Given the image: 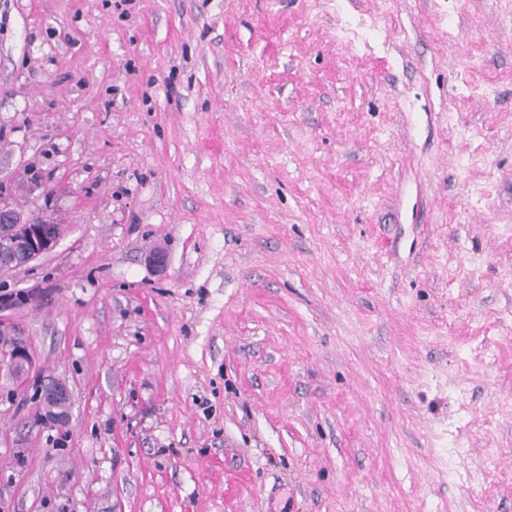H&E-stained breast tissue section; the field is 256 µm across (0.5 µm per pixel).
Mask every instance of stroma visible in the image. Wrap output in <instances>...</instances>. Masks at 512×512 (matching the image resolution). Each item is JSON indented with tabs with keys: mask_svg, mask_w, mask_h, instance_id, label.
Returning a JSON list of instances; mask_svg holds the SVG:
<instances>
[{
	"mask_svg": "<svg viewBox=\"0 0 512 512\" xmlns=\"http://www.w3.org/2000/svg\"><path fill=\"white\" fill-rule=\"evenodd\" d=\"M0 186V512H512V0H0ZM0 186V275L27 267L47 254L59 237V221L15 208ZM13 331L11 325L0 320V370L11 375H32L34 362L31 352L24 338ZM4 341L8 343L1 349ZM43 393H45L46 396L54 402L53 404L46 405V412H49L46 419L57 425L64 424L66 415L61 413V407L69 401L70 397L68 389L61 384L54 385L47 383L43 386L42 394Z\"/></svg>",
	"mask_w": 512,
	"mask_h": 512,
	"instance_id": "35a3bbf8",
	"label": "stroma"
}]
</instances>
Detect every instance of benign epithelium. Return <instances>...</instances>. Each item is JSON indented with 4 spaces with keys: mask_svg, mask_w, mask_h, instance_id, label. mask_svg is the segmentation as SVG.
<instances>
[{
    "mask_svg": "<svg viewBox=\"0 0 512 512\" xmlns=\"http://www.w3.org/2000/svg\"><path fill=\"white\" fill-rule=\"evenodd\" d=\"M59 237V221L27 215L15 208L0 186V275L27 267L47 254ZM0 368L14 375H31L34 362L23 337L0 320ZM42 392L52 400L46 406L47 420L62 425L66 415L61 407L69 401L68 389L59 384H45Z\"/></svg>",
    "mask_w": 512,
    "mask_h": 512,
    "instance_id": "benign-epithelium-1",
    "label": "benign epithelium"
}]
</instances>
